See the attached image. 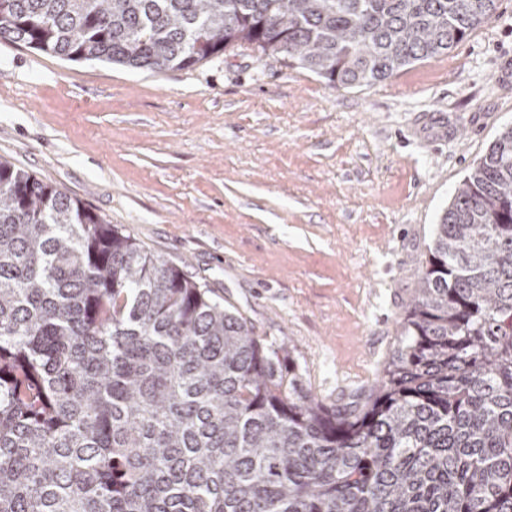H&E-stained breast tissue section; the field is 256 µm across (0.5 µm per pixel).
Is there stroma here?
Segmentation results:
<instances>
[{
  "label": "stroma",
  "mask_w": 512,
  "mask_h": 512,
  "mask_svg": "<svg viewBox=\"0 0 512 512\" xmlns=\"http://www.w3.org/2000/svg\"><path fill=\"white\" fill-rule=\"evenodd\" d=\"M510 126L512 0L353 88L247 44L154 72L0 40V158L206 284L328 403L375 385L434 224Z\"/></svg>",
  "instance_id": "obj_1"
}]
</instances>
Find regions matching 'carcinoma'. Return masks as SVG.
<instances>
[{
  "instance_id": "cac0c4a2",
  "label": "carcinoma",
  "mask_w": 512,
  "mask_h": 512,
  "mask_svg": "<svg viewBox=\"0 0 512 512\" xmlns=\"http://www.w3.org/2000/svg\"><path fill=\"white\" fill-rule=\"evenodd\" d=\"M497 0H0V40L190 68L248 44L336 88L448 52ZM377 384L283 346L0 161V512H512V127L433 225Z\"/></svg>"
}]
</instances>
